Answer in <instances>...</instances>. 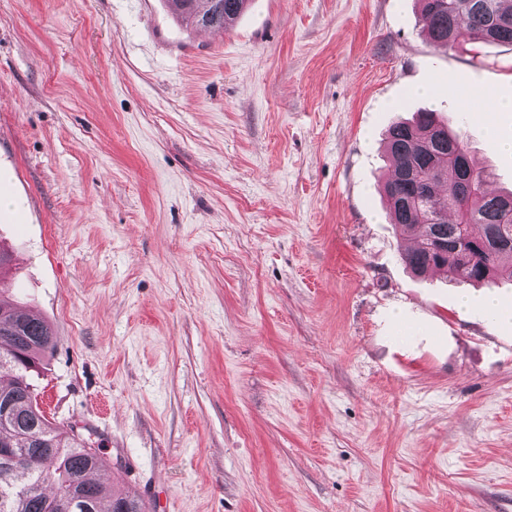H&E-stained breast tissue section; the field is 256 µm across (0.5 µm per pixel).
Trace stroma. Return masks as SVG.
Masks as SVG:
<instances>
[{
	"label": "stroma",
	"instance_id": "stroma-1",
	"mask_svg": "<svg viewBox=\"0 0 512 512\" xmlns=\"http://www.w3.org/2000/svg\"><path fill=\"white\" fill-rule=\"evenodd\" d=\"M461 94L512 97V45L433 47L417 0H251L214 34L0 0L1 285L55 327L46 417L150 512H512V326L411 275L379 193L420 109L512 190Z\"/></svg>",
	"mask_w": 512,
	"mask_h": 512
}]
</instances>
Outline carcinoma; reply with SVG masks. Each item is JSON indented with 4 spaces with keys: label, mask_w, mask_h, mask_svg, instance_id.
Here are the masks:
<instances>
[{
    "label": "carcinoma",
    "mask_w": 512,
    "mask_h": 512,
    "mask_svg": "<svg viewBox=\"0 0 512 512\" xmlns=\"http://www.w3.org/2000/svg\"><path fill=\"white\" fill-rule=\"evenodd\" d=\"M185 27L227 30L249 0H168ZM427 41L453 47L475 43L512 44V0H420ZM391 171L382 185L392 223L416 246L403 254L416 275L443 272L482 285L512 281V193L489 191L487 176L468 159L472 180L460 181L454 159L469 156L459 133H451L436 113H414L386 131ZM45 319L18 311L0 291V357L18 352L11 373L0 383V512H146L145 504L100 477V448L72 426L50 422L38 407L32 372L54 346Z\"/></svg>",
    "instance_id": "1"
}]
</instances>
